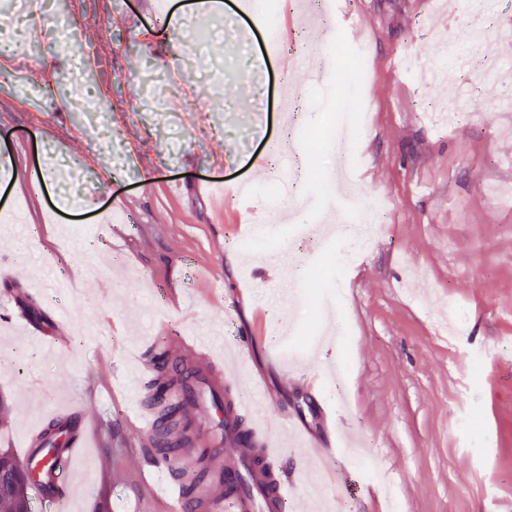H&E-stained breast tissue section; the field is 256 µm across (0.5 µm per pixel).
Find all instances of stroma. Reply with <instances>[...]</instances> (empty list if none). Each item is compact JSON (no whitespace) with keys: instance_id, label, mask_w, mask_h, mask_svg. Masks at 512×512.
I'll return each instance as SVG.
<instances>
[{"instance_id":"35a3bbf8","label":"stroma","mask_w":512,"mask_h":512,"mask_svg":"<svg viewBox=\"0 0 512 512\" xmlns=\"http://www.w3.org/2000/svg\"><path fill=\"white\" fill-rule=\"evenodd\" d=\"M295 35L289 64L265 55L263 24L245 0H47L32 41L10 35L0 56V174L17 166L36 195L0 185V448L23 456L57 413L79 406L94 428L73 486L42 512H163L139 485L152 437L125 419L152 376L161 342L203 337L224 350L225 316L255 337L231 394L289 435L358 443L361 456L285 473L298 493L284 512L321 498L324 512H512V77L485 76L492 55L512 64V0H496L467 66L430 84L440 44L465 34L449 0H348L370 57L338 63L327 50L333 10L319 0H273ZM77 19L67 38L55 21ZM206 32L197 52L188 38ZM36 60L38 80L18 68ZM85 67L110 99L104 135L76 112L65 72ZM57 109L43 113V90ZM344 101L343 129L315 148L310 126ZM355 171L324 198L312 176ZM297 185L269 193L275 168ZM203 180L251 183L250 211L223 206ZM385 204L386 232L356 233V254L313 231L288 247L296 269L276 298L256 272L279 254L289 224L316 212ZM334 264L344 279L325 273ZM453 300L462 334L438 325ZM66 343H55L57 334ZM332 337L311 357L312 339ZM485 350L473 374L466 352ZM269 401L256 400L249 377ZM322 379L308 388L307 377ZM473 408V431L458 419Z\"/></svg>"}]
</instances>
